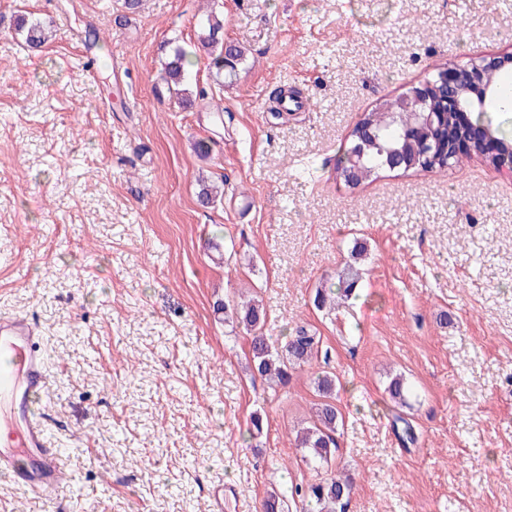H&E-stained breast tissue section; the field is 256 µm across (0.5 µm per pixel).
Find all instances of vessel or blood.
<instances>
[{"instance_id":"obj_1","label":"vessel or blood","mask_w":512,"mask_h":512,"mask_svg":"<svg viewBox=\"0 0 512 512\" xmlns=\"http://www.w3.org/2000/svg\"><path fill=\"white\" fill-rule=\"evenodd\" d=\"M48 379L43 358L35 347V329L22 317L0 318V411L18 444L0 450V472L11 485L39 496L59 492L65 485L60 450L51 441L30 397Z\"/></svg>"}]
</instances>
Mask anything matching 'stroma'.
Masks as SVG:
<instances>
[{
	"mask_svg": "<svg viewBox=\"0 0 512 512\" xmlns=\"http://www.w3.org/2000/svg\"><path fill=\"white\" fill-rule=\"evenodd\" d=\"M22 12L52 31L39 51ZM211 12L244 52L231 81L198 41ZM89 24L106 39L93 83ZM178 46L187 106L160 80ZM509 51L512 0H0V315L41 338L66 476L47 499L0 479V512H214L219 488L223 512H261L329 472L354 482L347 512H512V173L466 155L354 189L335 172L363 113L436 65ZM282 88L305 107L274 125ZM203 179L223 201L200 204ZM350 266L351 299L316 309ZM242 294L274 339L319 336L341 415L330 463L294 445L320 401L310 369L269 389L217 312Z\"/></svg>",
	"mask_w": 512,
	"mask_h": 512,
	"instance_id": "obj_1",
	"label": "stroma"
}]
</instances>
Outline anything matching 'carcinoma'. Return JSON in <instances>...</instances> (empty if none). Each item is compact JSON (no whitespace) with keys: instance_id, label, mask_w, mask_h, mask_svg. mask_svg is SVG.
<instances>
[{"instance_id":"cac0c4a2","label":"carcinoma","mask_w":512,"mask_h":512,"mask_svg":"<svg viewBox=\"0 0 512 512\" xmlns=\"http://www.w3.org/2000/svg\"><path fill=\"white\" fill-rule=\"evenodd\" d=\"M223 29V19L213 12L208 14L200 44L212 55L216 75L225 73L232 78L237 74L243 53L236 46L224 45ZM16 31L22 33L32 49L42 47L47 41L46 28L37 19H19ZM186 64L185 51L177 47L163 69V80L181 103L189 97L183 88ZM440 72L438 68L428 78L429 82L438 84V93L428 100L426 112L420 114L413 125L401 119L398 98L365 113L354 125L349 134V146L336 163V174L345 185L358 186L386 170L404 174L417 171L424 163L422 154L428 146H444L462 136L464 128L459 125V116L448 104L451 99L448 87L439 83ZM199 195L203 203L213 204L223 199L224 185L204 184ZM218 310L224 312V320L238 324L250 334L252 370L271 388L286 385L292 371L311 364L318 355L320 338L304 326L293 328L284 343L274 344L266 333V313L253 299L232 304L224 302ZM313 383L322 402L316 408L312 423L297 431L295 443L296 447L307 451L309 457L326 464L338 449V411L333 403L336 377L321 371L314 376ZM386 392L394 403L406 405L407 391L402 376L392 377ZM352 488L351 479L340 475L305 486L296 484L286 494L271 492L262 504V512H289L290 498L300 499L313 512H346Z\"/></svg>"}]
</instances>
